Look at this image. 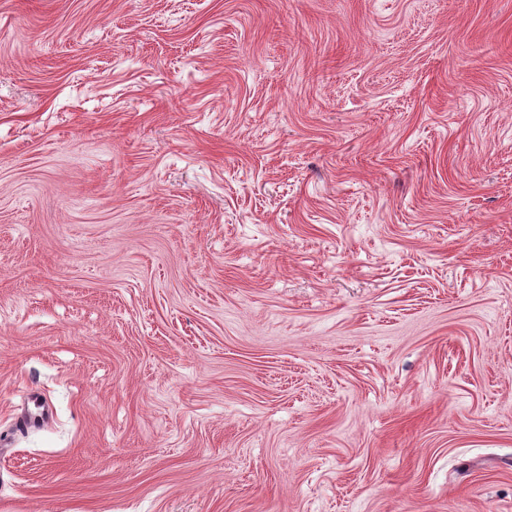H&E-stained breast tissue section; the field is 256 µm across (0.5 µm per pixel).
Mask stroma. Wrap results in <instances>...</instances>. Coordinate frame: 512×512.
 <instances>
[{
  "mask_svg": "<svg viewBox=\"0 0 512 512\" xmlns=\"http://www.w3.org/2000/svg\"><path fill=\"white\" fill-rule=\"evenodd\" d=\"M0 512H512V0H0Z\"/></svg>",
  "mask_w": 512,
  "mask_h": 512,
  "instance_id": "stroma-1",
  "label": "stroma"
}]
</instances>
